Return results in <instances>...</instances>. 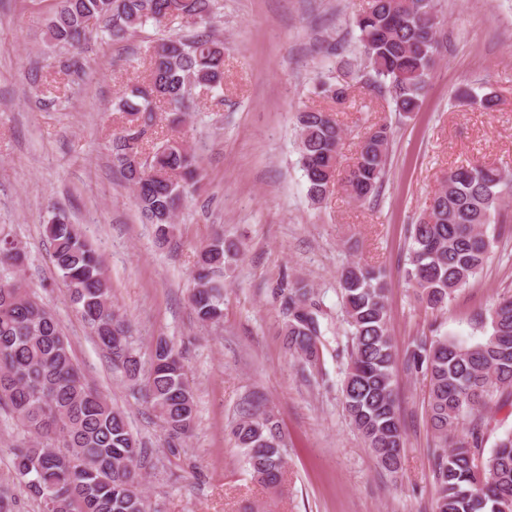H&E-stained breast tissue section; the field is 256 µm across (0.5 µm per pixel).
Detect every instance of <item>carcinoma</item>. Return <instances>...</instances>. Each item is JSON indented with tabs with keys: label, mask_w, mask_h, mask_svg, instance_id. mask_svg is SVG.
<instances>
[{
	"label": "carcinoma",
	"mask_w": 512,
	"mask_h": 512,
	"mask_svg": "<svg viewBox=\"0 0 512 512\" xmlns=\"http://www.w3.org/2000/svg\"><path fill=\"white\" fill-rule=\"evenodd\" d=\"M436 0H369L355 19L360 53L373 73L372 90L388 89L394 111H419L437 62L440 43L430 14ZM219 0H56L47 19L50 44L78 48L93 25L116 37L148 24L167 26L192 19L208 28ZM224 87V43L211 34L160 39L149 57L147 77L113 104L123 117L112 139V163L133 190L146 223L163 244L175 215L190 192L199 164L185 140L172 134L145 149L165 108L172 130L185 122L192 87ZM352 83L324 82L323 98L339 105ZM458 99L490 110L495 96L467 88ZM300 164L310 202L321 205L336 183L358 202L377 196L387 174L391 129L370 128L353 163L339 172L342 128L331 110L305 109L296 116ZM512 194V175L478 164L456 166L440 179L430 204L411 225L407 280L417 300L432 311L483 270L497 243L488 230ZM54 265L71 305L107 353L112 369L133 382L161 422L171 454L193 431L195 392L182 355L165 339L156 342L146 382L131 346L130 324L110 302L100 260L64 213L45 225ZM240 245L217 235L198 252L190 302L199 321L217 323L224 315V267ZM19 242L0 237V267L20 269ZM339 294L348 326L347 368L341 383L343 409L384 470L402 467L404 438L395 402L398 360L388 332L385 268L351 261L339 272ZM288 310L283 345L303 366L319 369L328 345L325 312L312 289L296 282L284 295ZM409 369L429 384L428 421L442 452L432 469L434 512H502L512 506V430L485 449L483 411L512 395V296L490 309L488 330L467 345L448 336L422 341L406 353ZM29 434L11 449L23 491L42 512H148L142 492L146 448L133 435L123 411L92 386L76 365L55 315L17 276L0 278V406ZM251 477L279 488L286 480L287 442L275 415L249 402L232 427Z\"/></svg>",
	"instance_id": "obj_1"
}]
</instances>
